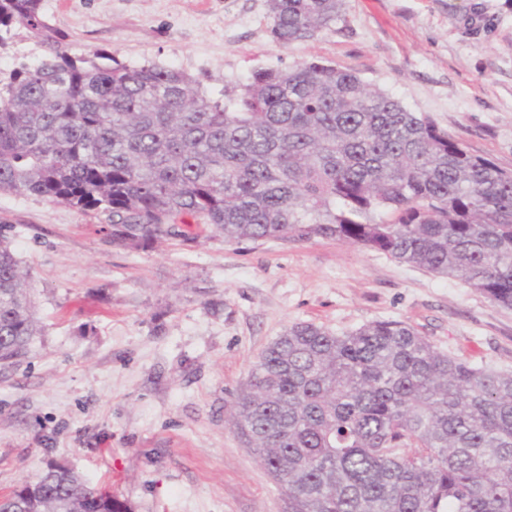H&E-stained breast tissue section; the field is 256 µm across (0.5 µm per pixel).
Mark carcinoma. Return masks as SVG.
I'll list each match as a JSON object with an SVG mask.
<instances>
[{"mask_svg":"<svg viewBox=\"0 0 512 512\" xmlns=\"http://www.w3.org/2000/svg\"><path fill=\"white\" fill-rule=\"evenodd\" d=\"M42 0H0L45 54L0 78V193L105 216L116 248L148 249L191 219L227 245L330 238L455 278L512 308V170L355 73L260 69L215 98L189 75L72 54ZM279 46L344 0H269ZM30 282L0 243V362L36 327ZM231 426L285 512H512V373L437 351L410 325L288 327L231 404ZM0 512H123L67 466L0 497Z\"/></svg>","mask_w":512,"mask_h":512,"instance_id":"cac0c4a2","label":"carcinoma"}]
</instances>
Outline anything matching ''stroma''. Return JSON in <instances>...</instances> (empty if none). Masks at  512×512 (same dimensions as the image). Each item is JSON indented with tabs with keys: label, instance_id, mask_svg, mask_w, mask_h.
<instances>
[{
	"label": "stroma",
	"instance_id": "1",
	"mask_svg": "<svg viewBox=\"0 0 512 512\" xmlns=\"http://www.w3.org/2000/svg\"><path fill=\"white\" fill-rule=\"evenodd\" d=\"M42 12L71 52L175 69L215 97L260 69L353 71L512 170V0H345L329 29L287 48L267 0H42ZM43 53L15 26L0 73ZM184 230L116 248L100 211L0 193V241L30 274L39 328L21 362L0 364V495L54 460L127 512H283L230 408L299 322L401 321L440 352L512 373V309L460 280L334 239L228 245Z\"/></svg>",
	"mask_w": 512,
	"mask_h": 512
}]
</instances>
